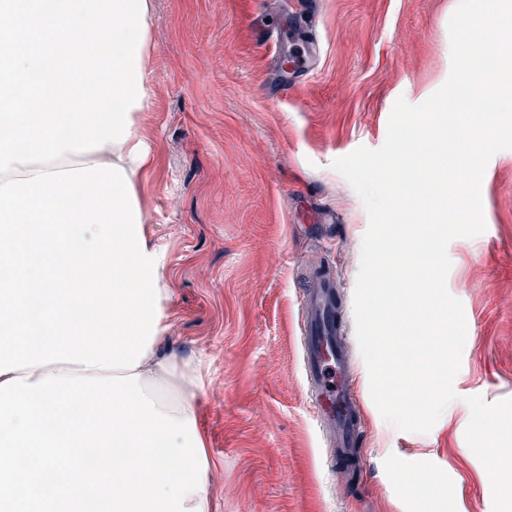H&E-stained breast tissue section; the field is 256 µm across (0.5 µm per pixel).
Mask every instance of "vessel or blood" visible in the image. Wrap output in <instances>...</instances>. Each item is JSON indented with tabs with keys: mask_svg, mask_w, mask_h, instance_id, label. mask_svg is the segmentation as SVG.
Masks as SVG:
<instances>
[{
	"mask_svg": "<svg viewBox=\"0 0 512 512\" xmlns=\"http://www.w3.org/2000/svg\"><path fill=\"white\" fill-rule=\"evenodd\" d=\"M301 307L303 362L310 403L317 424L333 431L330 446L343 454L353 443L358 400L352 384L353 362L343 349L347 330L338 314L330 282L314 280Z\"/></svg>",
	"mask_w": 512,
	"mask_h": 512,
	"instance_id": "b4317fda",
	"label": "vessel or blood"
}]
</instances>
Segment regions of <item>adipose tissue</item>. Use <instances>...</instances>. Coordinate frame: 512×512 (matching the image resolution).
I'll list each match as a JSON object with an SVG mask.
<instances>
[{
  "instance_id": "obj_1",
  "label": "adipose tissue",
  "mask_w": 512,
  "mask_h": 512,
  "mask_svg": "<svg viewBox=\"0 0 512 512\" xmlns=\"http://www.w3.org/2000/svg\"><path fill=\"white\" fill-rule=\"evenodd\" d=\"M149 160L134 132L0 176V382L136 374L156 409L194 418L199 367L157 350L171 290L136 193Z\"/></svg>"
}]
</instances>
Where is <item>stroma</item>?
Wrapping results in <instances>:
<instances>
[{
	"label": "stroma",
	"mask_w": 512,
	"mask_h": 512,
	"mask_svg": "<svg viewBox=\"0 0 512 512\" xmlns=\"http://www.w3.org/2000/svg\"><path fill=\"white\" fill-rule=\"evenodd\" d=\"M459 0H151L137 183L171 283L164 350L195 358L211 512H503L495 449L512 448V150L481 186L485 231L450 242L467 338L457 393L428 433L387 423L369 394L353 296L368 216L332 163L380 147L393 105L451 70ZM305 17L320 45L283 76ZM275 32L256 41V29ZM335 275L363 414L359 459L337 458L309 405L300 303Z\"/></svg>",
	"instance_id": "35a3bbf8"
}]
</instances>
